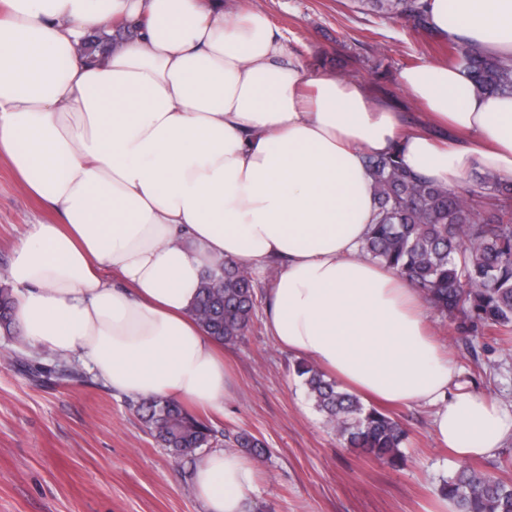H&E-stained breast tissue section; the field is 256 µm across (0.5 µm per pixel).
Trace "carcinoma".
Returning <instances> with one entry per match:
<instances>
[{
	"label": "carcinoma",
	"mask_w": 512,
	"mask_h": 512,
	"mask_svg": "<svg viewBox=\"0 0 512 512\" xmlns=\"http://www.w3.org/2000/svg\"><path fill=\"white\" fill-rule=\"evenodd\" d=\"M361 10L398 18L414 32L427 31L430 0H357ZM447 62L463 67L483 92L512 94V59L489 56L474 45L448 43ZM364 163L377 200L375 224L361 253L396 270L436 313L463 334L512 332V180L486 172L478 188L453 191L403 162L398 149L368 154ZM220 274L204 276L192 313L203 330L225 345L242 339L257 320L259 285L247 267L224 261ZM12 289L0 288V329L12 334ZM308 398L342 438L374 460L398 463L407 432L389 412L366 405L316 366L300 363ZM137 412L152 436L177 460L202 448H242L260 460L265 443L245 431L217 434L211 422L172 398L139 402ZM442 497L459 512H512V485L470 468L444 481Z\"/></svg>",
	"instance_id": "obj_1"
}]
</instances>
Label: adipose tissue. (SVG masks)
<instances>
[{"mask_svg":"<svg viewBox=\"0 0 512 512\" xmlns=\"http://www.w3.org/2000/svg\"><path fill=\"white\" fill-rule=\"evenodd\" d=\"M431 22L512 56V0H433ZM89 35L110 46L95 65ZM398 82L447 137L307 72L264 13L224 0H0V155L61 218L29 225L8 271L27 345L80 356L129 397L220 407L221 346L191 309L204 270L231 258L272 272L279 346L359 395L434 407L456 458L495 455L512 408L455 388L419 293L360 254L376 213L363 157L399 149L451 190L512 177V95L442 61ZM258 470L216 449L192 489L204 512H245Z\"/></svg>","mask_w":512,"mask_h":512,"instance_id":"obj_1","label":"adipose tissue"}]
</instances>
